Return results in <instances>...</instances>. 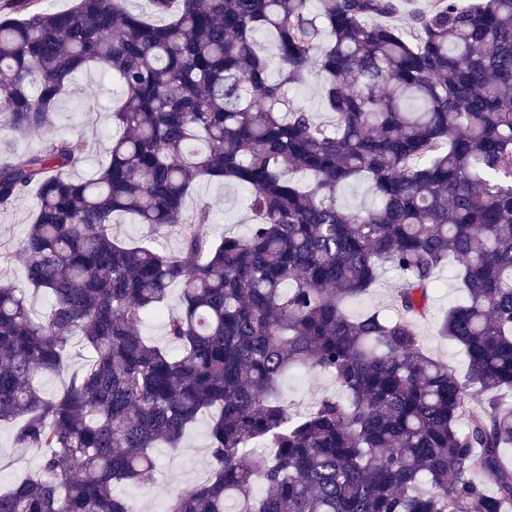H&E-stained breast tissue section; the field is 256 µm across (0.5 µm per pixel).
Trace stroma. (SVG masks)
Wrapping results in <instances>:
<instances>
[{
	"instance_id": "35a3bbf8",
	"label": "stroma",
	"mask_w": 512,
	"mask_h": 512,
	"mask_svg": "<svg viewBox=\"0 0 512 512\" xmlns=\"http://www.w3.org/2000/svg\"><path fill=\"white\" fill-rule=\"evenodd\" d=\"M115 86L101 73L90 70L79 75L74 91L63 95L52 116V125L39 133L0 134V158L28 152H39L60 137L78 138L84 144V159L72 171L73 177L91 176L109 160L108 149L113 131L111 102ZM209 207L221 232L237 235L243 232L253 216L248 207V192L232 184L204 181L198 184L185 201L186 212ZM36 207V195L27 192L11 207L0 209V269L20 288L26 287L25 268L19 254ZM438 286L429 295L426 317L416 320L415 328L424 347L447 362L457 373H465L467 361L460 347L440 336L439 320L448 307L458 303L462 292L454 274L441 269ZM332 378L325 374H290L282 384V392L293 411L302 412L321 395L335 393ZM13 424L0 425V485L9 486L17 479L35 473L39 454L30 448L16 447ZM159 467L153 481L145 486L119 485L115 491L122 497L137 501L141 512H162L177 492L192 488L202 480L210 467L207 449V423L199 421L186 433L180 448H159Z\"/></svg>"
}]
</instances>
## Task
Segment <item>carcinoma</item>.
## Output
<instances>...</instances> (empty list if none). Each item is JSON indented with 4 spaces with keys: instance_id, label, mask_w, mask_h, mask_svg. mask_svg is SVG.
<instances>
[{
    "instance_id": "1",
    "label": "carcinoma",
    "mask_w": 512,
    "mask_h": 512,
    "mask_svg": "<svg viewBox=\"0 0 512 512\" xmlns=\"http://www.w3.org/2000/svg\"><path fill=\"white\" fill-rule=\"evenodd\" d=\"M148 2L164 22L124 0L0 18L1 132L47 128L88 68L121 92L92 177L70 176L78 139L0 162V207L36 192L19 250L48 298L36 316L0 281V422L41 454L0 512H139L114 487L150 483L155 448L204 417L209 474L164 512H512V0H422L404 30L403 0ZM313 70L328 123L289 96ZM360 176L372 202L347 208ZM212 179L250 193L246 234L185 212ZM126 215L179 248L128 242ZM446 266L462 378L411 322ZM389 269L400 315L348 312ZM175 283L173 354L142 326ZM76 343L90 363L46 396ZM299 369L339 394L295 418L280 389Z\"/></svg>"
}]
</instances>
